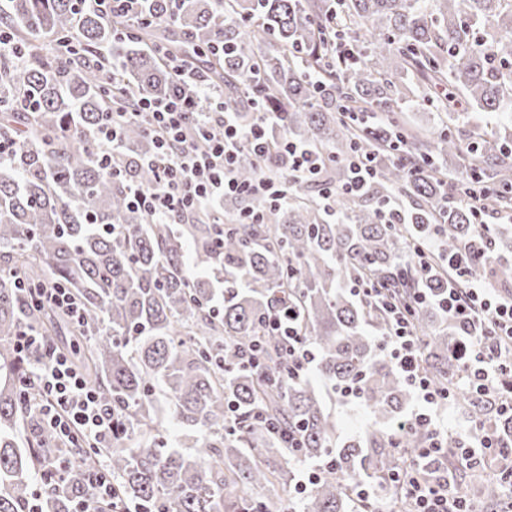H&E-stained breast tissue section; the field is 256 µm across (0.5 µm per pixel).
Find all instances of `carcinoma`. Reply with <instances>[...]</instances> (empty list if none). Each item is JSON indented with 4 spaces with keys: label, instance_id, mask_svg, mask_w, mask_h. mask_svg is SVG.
I'll return each mask as SVG.
<instances>
[{
    "label": "carcinoma",
    "instance_id": "carcinoma-1",
    "mask_svg": "<svg viewBox=\"0 0 512 512\" xmlns=\"http://www.w3.org/2000/svg\"><path fill=\"white\" fill-rule=\"evenodd\" d=\"M251 18L244 28L230 21ZM336 17V25L329 20ZM180 34L126 23L85 6L83 0H0V25L24 62L0 59V137L15 141L0 158V512H72V484L92 458L58 447L37 428L20 402L19 381L35 358L20 360L13 338L25 324L46 341L69 348L89 382L112 406V447L97 460L112 472L122 501L139 512H347L353 486L372 482L393 508L407 512L390 475L397 447L420 448V430L397 432L412 399L408 385L384 354L387 322L381 310L356 302V280L389 287L401 306L417 288L438 292L452 277L508 283L512 266L478 264L448 275L428 257V276L404 260L413 226L379 223L377 204L400 188L416 199V220L432 223L452 251L477 238L469 209L443 206L459 193L442 164L486 188L495 211L512 206V138L491 120L512 112V0H181ZM354 57H334V43L357 38ZM71 44L78 54L45 51L39 36ZM166 41L185 60L206 63L208 83L224 87L241 122L253 123L255 103L280 113L282 130L318 152L343 158L358 149L378 154V177L360 196L336 193V218L326 216L313 185L295 184L288 205L270 209L256 197L227 200L236 214L266 210L264 224H166L128 205L125 176L98 165L93 137L100 115L112 111V91L101 82L103 50L127 47L120 76L122 107L139 95L172 92L176 77L146 43ZM224 43L229 53H212ZM445 95L447 117L432 131L404 122L394 108L409 101L411 85ZM373 109L377 120L349 125L337 106ZM400 139L402 158L386 144ZM146 124L125 127L123 154L139 160L154 152ZM338 163L324 169L327 184H344ZM503 231L489 230L477 248L497 255ZM39 288L69 289L87 314L79 328L54 309L36 311L16 275ZM299 313L301 336L317 348V379L333 391L355 383L360 402L383 424L333 449L336 421L307 378L288 377L280 340L266 333L279 308ZM422 338L423 369L445 388L460 371L453 346L457 323L426 305L414 307ZM262 341V360L243 351ZM173 404L183 434L177 447L160 442L157 404ZM260 411L272 429L255 422ZM300 447H287L288 436ZM460 436L450 434L441 455L460 457ZM336 453V468L291 506L261 495L294 480L297 459ZM71 460L67 484L35 500L36 460ZM508 488L498 478L484 497L458 489L470 510L492 505Z\"/></svg>",
    "mask_w": 512,
    "mask_h": 512
}]
</instances>
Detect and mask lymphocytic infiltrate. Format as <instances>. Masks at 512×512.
<instances>
[{
  "label": "lymphocytic infiltrate",
  "instance_id": "obj_1",
  "mask_svg": "<svg viewBox=\"0 0 512 512\" xmlns=\"http://www.w3.org/2000/svg\"><path fill=\"white\" fill-rule=\"evenodd\" d=\"M183 79L200 87V94L177 89L160 99L140 98L130 111L113 107L95 132L101 145L99 164L116 175L120 172L117 161L123 127L140 119L146 121L156 142V153L148 162L153 179L147 184H130L128 198L133 208L170 224L208 210L213 223L220 224L224 215L215 206L221 198L257 196L269 207L278 208L287 204L293 184L316 180L324 165L323 156L280 133L279 113L261 112L249 130H242L223 88L209 85L190 71L184 72ZM247 158L258 164L259 171L252 182L243 183L237 179L236 170ZM343 163L351 172L350 180L318 191L322 208L330 214L335 211L337 194L358 195L377 174L376 156L369 151L350 155ZM356 295L380 302L390 322V361L415 392L417 405L399 424L403 430L419 427L425 431V445L413 455V463L426 460L438 464L445 430L436 411L453 402L459 390L477 394L497 415L512 416V384L504 378L506 372H512V294H498L478 279L440 294L429 288L417 290L415 304L438 307L462 329L454 347L462 362L455 390L436 387L425 374L411 309L389 301L375 283L357 289ZM297 319V313L288 309L274 315L267 328L282 336L286 361L300 377L316 363L318 352L298 333ZM13 347L22 358L35 353L41 356L31 376L21 381L23 408L34 411L48 429L72 447H110L115 423L112 408L86 382L72 359L48 347L43 336L29 326L18 332ZM461 453L467 462L484 457L499 459L506 471H512V448L504 447L496 429L484 422L465 430ZM394 481L411 501L413 512H468L447 476L421 480L401 470Z\"/></svg>",
  "mask_w": 512,
  "mask_h": 512
}]
</instances>
